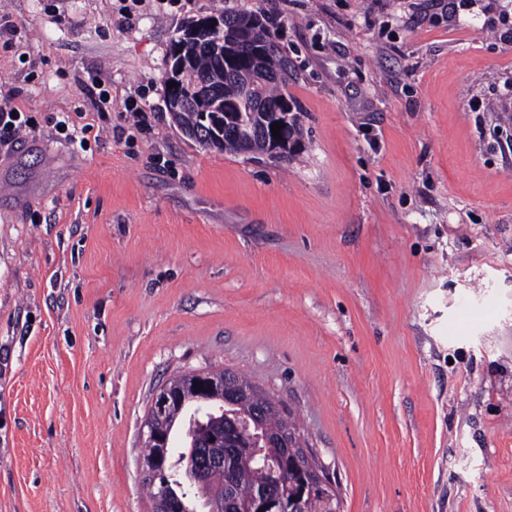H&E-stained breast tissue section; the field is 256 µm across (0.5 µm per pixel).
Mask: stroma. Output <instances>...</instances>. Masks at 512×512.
I'll return each instance as SVG.
<instances>
[{
  "instance_id": "stroma-1",
  "label": "stroma",
  "mask_w": 512,
  "mask_h": 512,
  "mask_svg": "<svg viewBox=\"0 0 512 512\" xmlns=\"http://www.w3.org/2000/svg\"><path fill=\"white\" fill-rule=\"evenodd\" d=\"M223 7L277 23L288 161L202 147L166 107L172 40ZM504 13L0 0V95L35 121L0 141V512H153L152 395L222 369L290 412L341 512H512Z\"/></svg>"
}]
</instances>
